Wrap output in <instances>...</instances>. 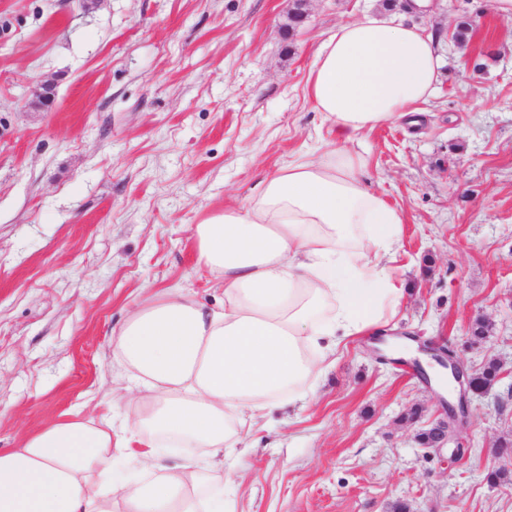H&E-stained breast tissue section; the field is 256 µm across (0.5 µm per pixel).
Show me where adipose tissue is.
I'll use <instances>...</instances> for the list:
<instances>
[{
	"mask_svg": "<svg viewBox=\"0 0 512 512\" xmlns=\"http://www.w3.org/2000/svg\"><path fill=\"white\" fill-rule=\"evenodd\" d=\"M440 59L414 25L339 24L306 97L336 134L266 174L246 205L191 228L196 263L223 290L212 307L181 289L147 293L112 340L128 373L126 415L74 413L0 452V512H237L224 490L247 438L306 401L345 339L377 335L404 284L392 264L402 212L365 178L362 133L431 97ZM181 450L163 463L166 448ZM122 461L138 482L117 485Z\"/></svg>",
	"mask_w": 512,
	"mask_h": 512,
	"instance_id": "1",
	"label": "adipose tissue"
}]
</instances>
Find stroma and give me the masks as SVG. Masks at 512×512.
<instances>
[{
  "instance_id": "stroma-1",
  "label": "stroma",
  "mask_w": 512,
  "mask_h": 512,
  "mask_svg": "<svg viewBox=\"0 0 512 512\" xmlns=\"http://www.w3.org/2000/svg\"><path fill=\"white\" fill-rule=\"evenodd\" d=\"M0 0V451L74 412H105L127 375L112 336L144 289L222 297L195 270L191 228L242 205L266 173L333 142L305 97L317 50L344 21L432 34L439 85L360 147L373 189L405 217V295L387 332L407 352L346 341L308 405L274 413L237 463V512H512L495 449L512 438V20L492 0ZM470 18L466 42L454 37ZM56 87L48 108L38 85ZM487 342L469 346L477 322ZM500 365L452 448L420 428L455 393L413 369L421 344ZM422 407L419 423L404 414Z\"/></svg>"
}]
</instances>
